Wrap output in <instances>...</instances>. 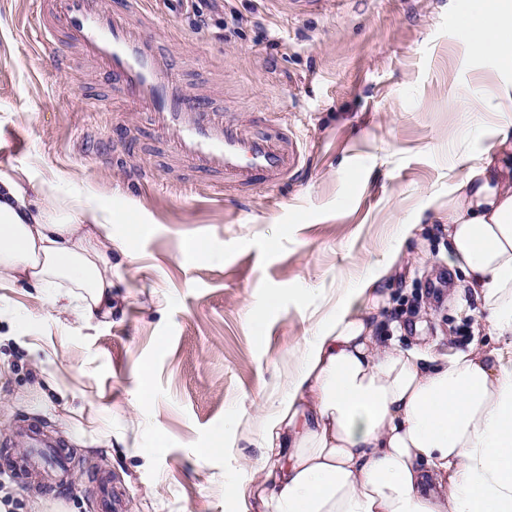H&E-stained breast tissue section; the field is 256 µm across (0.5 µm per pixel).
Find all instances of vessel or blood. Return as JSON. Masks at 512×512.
Returning <instances> with one entry per match:
<instances>
[{
	"label": "vessel or blood",
	"mask_w": 512,
	"mask_h": 512,
	"mask_svg": "<svg viewBox=\"0 0 512 512\" xmlns=\"http://www.w3.org/2000/svg\"><path fill=\"white\" fill-rule=\"evenodd\" d=\"M145 0H41L38 43L45 54L69 47L101 68L147 118L173 161L214 189L241 193L292 179L304 160L294 131L271 134L228 118L190 89L159 38Z\"/></svg>",
	"instance_id": "obj_1"
}]
</instances>
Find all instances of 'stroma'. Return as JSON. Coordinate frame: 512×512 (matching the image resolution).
I'll use <instances>...</instances> for the list:
<instances>
[{"label":"stroma","mask_w":512,"mask_h":512,"mask_svg":"<svg viewBox=\"0 0 512 512\" xmlns=\"http://www.w3.org/2000/svg\"><path fill=\"white\" fill-rule=\"evenodd\" d=\"M470 3L152 0L156 35L199 90L246 120L276 109L308 145L296 182L220 199L160 163L143 118L95 65L74 53L63 67L36 49V0H0V172L68 177L118 218L110 317L88 325L29 285L0 282V512H30L36 499L102 512L89 487L103 473L125 512H254L224 485L252 484L267 464L258 408L421 206L429 221L388 285L387 336L438 355L495 346L448 266L444 231L449 181L493 141L462 136L466 115L504 77L467 49ZM91 94L101 112H85ZM35 435L69 453L67 485H26L12 469Z\"/></svg>","instance_id":"stroma-1"}]
</instances>
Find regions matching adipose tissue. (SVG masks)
<instances>
[{"label":"adipose tissue","mask_w":512,"mask_h":512,"mask_svg":"<svg viewBox=\"0 0 512 512\" xmlns=\"http://www.w3.org/2000/svg\"><path fill=\"white\" fill-rule=\"evenodd\" d=\"M472 55L512 64V0H474ZM0 175V281L86 319L112 312V210L63 179ZM448 262L502 346L438 358L377 341L390 267L368 266L292 356L255 420L274 463L259 512H512V161L448 186Z\"/></svg>","instance_id":"adipose-tissue-1"}]
</instances>
